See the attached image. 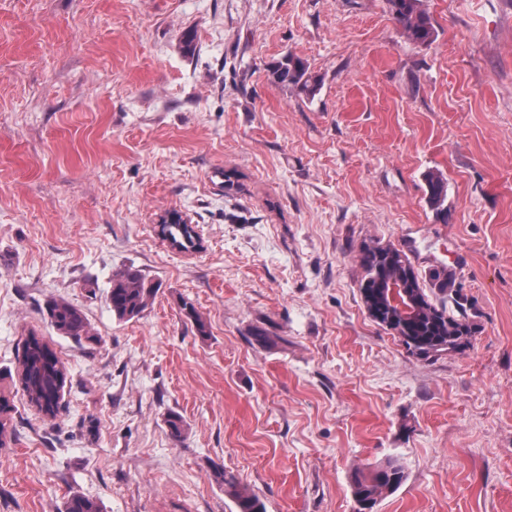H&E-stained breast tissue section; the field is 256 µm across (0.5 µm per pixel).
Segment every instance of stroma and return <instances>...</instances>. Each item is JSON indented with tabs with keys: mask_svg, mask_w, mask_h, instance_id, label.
Wrapping results in <instances>:
<instances>
[{
	"mask_svg": "<svg viewBox=\"0 0 512 512\" xmlns=\"http://www.w3.org/2000/svg\"><path fill=\"white\" fill-rule=\"evenodd\" d=\"M423 6L428 45L387 0H0V512H235L216 466L266 512H354L392 459L376 512H512V0ZM289 55L315 95L275 79ZM170 210L198 249L159 236ZM373 247L459 347L369 315ZM129 267L158 291L120 321ZM60 298L97 343L50 326ZM32 333L69 373L52 419L17 378ZM426 184L431 206L442 211L448 194V183L440 176L430 173L427 175ZM405 479V471L396 460L372 468L367 473L357 470L352 476L356 512H375L378 502L394 493Z\"/></svg>",
	"mask_w": 512,
	"mask_h": 512,
	"instance_id": "35a3bbf8",
	"label": "stroma"
}]
</instances>
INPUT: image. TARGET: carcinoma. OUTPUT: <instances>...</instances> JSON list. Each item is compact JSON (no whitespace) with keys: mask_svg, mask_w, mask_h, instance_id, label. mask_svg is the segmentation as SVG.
Segmentation results:
<instances>
[{"mask_svg":"<svg viewBox=\"0 0 512 512\" xmlns=\"http://www.w3.org/2000/svg\"><path fill=\"white\" fill-rule=\"evenodd\" d=\"M388 4L409 40L422 45L434 42L436 28L431 16L422 7V0H388ZM274 75L277 81L298 85L309 95L315 91L316 79L308 73V67L299 58L290 55L285 57ZM426 184L431 206L437 210L442 209L448 194V183L430 173ZM164 233L184 250L195 249L199 244L187 224H167ZM380 254L381 251L375 249L362 256L368 279L364 287L366 292L376 287ZM156 290L157 286L147 282L137 269L128 268L114 274L108 292L112 313L119 320L140 317ZM46 314L58 334L77 343L97 341L83 312L71 303L62 299L52 300L46 304ZM447 335L448 321L434 308L432 313L423 314L420 321L408 324V332L403 337L406 344L422 354H428L447 343ZM18 381L30 405L39 407V412L48 418L56 416L59 398L67 385L68 376L49 344L34 334L25 342ZM212 476L216 483L224 487V495L233 501L236 512H266L262 500L233 474L215 467ZM405 479V471L396 460H390L367 472L356 471L352 476L356 512H375L378 502L394 493ZM63 512H99V508L94 501L74 493L65 502Z\"/></svg>","mask_w":512,"mask_h":512,"instance_id":"carcinoma-1","label":"carcinoma"}]
</instances>
